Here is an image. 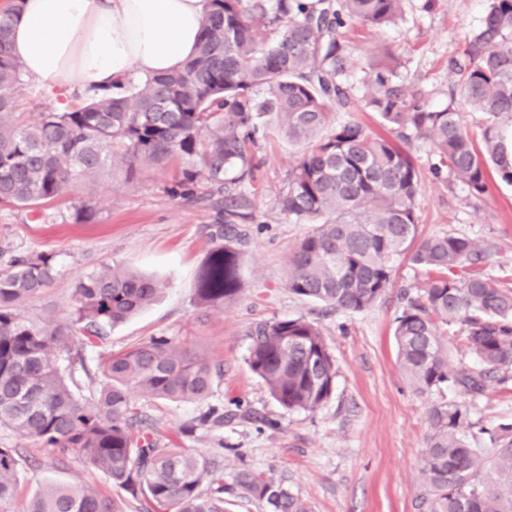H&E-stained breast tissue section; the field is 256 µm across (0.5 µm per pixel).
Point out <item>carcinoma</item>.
<instances>
[{
	"label": "carcinoma",
	"mask_w": 512,
	"mask_h": 512,
	"mask_svg": "<svg viewBox=\"0 0 512 512\" xmlns=\"http://www.w3.org/2000/svg\"><path fill=\"white\" fill-rule=\"evenodd\" d=\"M402 0H211L195 55L178 71L129 79L91 96L71 95L62 109L21 121L22 72L11 51V10L0 14V207L42 219V207L77 181L116 168L180 161L167 187L174 199L199 191L220 196L224 223L212 239L196 289L199 304L222 308L241 291L240 235L254 219L242 187L261 160L256 136L276 121L288 140L311 148L288 172L278 206L288 221L315 228L293 248L288 290L336 310L374 306L407 260L427 272L395 318L401 367L421 394L475 397L512 385V289L473 269L480 246L451 234L423 237L416 197L420 170L411 152L355 120L336 121L348 103L337 83L349 56L340 30L352 21L375 27L401 13ZM461 94L485 114L484 150L476 149L461 113L429 110L393 85L392 69L373 71L367 104L382 126L407 142L429 141L470 195L488 191L486 162L512 185V0H488L466 42ZM52 253L13 257L0 269V429L34 439L57 455H80L113 487L143 495L154 512H226L232 486L264 501L267 512H308L282 484L249 471L224 483V454L163 448L137 430L131 395L171 401L207 396L219 365L165 337H153L101 361L107 382L97 398L77 396L76 366L93 339L151 305L165 289L119 266L88 274L63 323L39 325L19 305L55 278ZM461 325V342L477 358H451L441 326ZM246 361L288 413L312 412L332 395L336 363L321 329L304 318L262 320L248 333ZM422 456L427 489L419 512H512V425L491 438L484 478L482 449L464 401L432 403ZM18 452L0 447V512H122L111 496L45 478L16 506Z\"/></svg>",
	"instance_id": "1"
}]
</instances>
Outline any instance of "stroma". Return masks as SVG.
Returning <instances> with one entry per match:
<instances>
[{"instance_id":"35a3bbf8","label":"stroma","mask_w":512,"mask_h":512,"mask_svg":"<svg viewBox=\"0 0 512 512\" xmlns=\"http://www.w3.org/2000/svg\"><path fill=\"white\" fill-rule=\"evenodd\" d=\"M486 6V0H404L394 23L375 29L348 24L343 36L351 66L342 81L350 102L338 110L337 121L353 118L381 133L365 93L374 66L384 64L406 95H418L432 110L453 107L462 112L470 132L478 133L484 115L464 102L451 63L462 59L465 40L479 27ZM412 149L421 171L416 200L421 234L452 233L477 242L485 250L479 270L512 289V186L489 175L487 194L473 200L462 183L447 172H435L437 159L428 142H414ZM304 151V144L288 141L272 124L259 140L265 163L243 186L253 201L255 221L243 227L242 291L229 306L198 307L195 294L212 247L210 235L223 223L224 211L207 198L171 199L165 187L176 169L172 163L142 167L131 177L117 169L78 182L49 204L53 220L47 224L17 209H0V268L14 256L55 254L54 281L21 306L26 317L41 324L64 320L80 278L103 266L128 267L164 283L156 304L109 329L99 346L85 353L88 366L95 368L110 354L163 336L223 365V379L205 398L136 397L144 432L161 446L202 452L223 448L225 473L248 469L281 482L310 512H417L415 504L426 489L422 455L433 398L408 382L393 333L401 294L417 293L426 274L401 264L385 297L356 313H338L289 293L290 251L311 227L289 223L277 200ZM87 200L95 206V220L74 223L75 205ZM284 317L318 324L336 360L333 394L313 412H285L246 363L250 325ZM213 406L224 409L221 431L200 426L183 432V424ZM468 406L477 426L512 424V389L490 387L469 399ZM1 445L21 456L24 479L18 501L30 498L51 469L69 485L110 492L124 512L151 508L145 498L109 487L77 457L53 464L41 443L9 431H0Z\"/></svg>"}]
</instances>
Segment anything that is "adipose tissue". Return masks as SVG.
I'll use <instances>...</instances> for the list:
<instances>
[{"label": "adipose tissue", "instance_id": "ef3b65f1", "mask_svg": "<svg viewBox=\"0 0 512 512\" xmlns=\"http://www.w3.org/2000/svg\"><path fill=\"white\" fill-rule=\"evenodd\" d=\"M209 0H22L12 52L25 78L64 94L181 69Z\"/></svg>", "mask_w": 512, "mask_h": 512}]
</instances>
